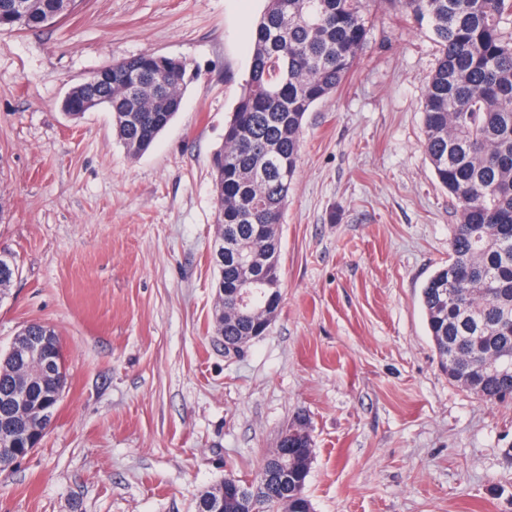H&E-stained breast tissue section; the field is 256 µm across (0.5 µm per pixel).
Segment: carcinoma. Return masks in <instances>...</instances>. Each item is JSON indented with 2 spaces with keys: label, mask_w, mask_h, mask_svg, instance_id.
I'll return each instance as SVG.
<instances>
[{
  "label": "carcinoma",
  "mask_w": 512,
  "mask_h": 512,
  "mask_svg": "<svg viewBox=\"0 0 512 512\" xmlns=\"http://www.w3.org/2000/svg\"><path fill=\"white\" fill-rule=\"evenodd\" d=\"M406 16L427 23L438 61L423 102L427 153L439 183L456 203L457 222L448 263L421 289L430 338L448 380L490 403L512 399V363L492 368L512 353V0H389ZM75 0H0V29L33 30L67 15ZM363 0H267L254 25L251 65L243 94L224 129V148L213 158L217 233L211 263L217 271L214 327L224 344L265 335L281 302L280 238L301 151L307 112L348 78L366 43ZM193 76L186 62L144 52L115 61L89 83L69 88L67 116L80 119L86 100L112 99L115 135L138 156L171 122ZM19 274L0 255V302ZM251 292L249 309L234 304ZM57 332L32 322L15 336L17 353L0 360V444L6 418L25 421L41 434L54 415L57 378L27 356L36 337ZM34 382L20 409L6 399L12 380ZM306 417L282 435L296 455L288 487L262 489L277 452L250 481L225 494L224 512H311L305 495L310 471L300 459ZM221 493L201 492L195 512H216Z\"/></svg>",
  "instance_id": "1"
}]
</instances>
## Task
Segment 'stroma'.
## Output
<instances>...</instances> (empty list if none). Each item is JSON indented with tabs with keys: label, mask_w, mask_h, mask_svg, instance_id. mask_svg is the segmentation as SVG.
I'll list each match as a JSON object with an SVG mask.
<instances>
[{
	"label": "stroma",
	"mask_w": 512,
	"mask_h": 512,
	"mask_svg": "<svg viewBox=\"0 0 512 512\" xmlns=\"http://www.w3.org/2000/svg\"><path fill=\"white\" fill-rule=\"evenodd\" d=\"M364 6L358 64L303 124L280 310L238 356L213 324L212 161L266 0H77L0 30V253L20 267L0 352L48 324L67 376L54 425L0 476V512H194L301 413L313 512H512V401L449 382L420 303L455 222L423 127L437 47L387 0ZM146 51L197 77L134 157L111 112L61 103Z\"/></svg>",
	"instance_id": "1"
}]
</instances>
